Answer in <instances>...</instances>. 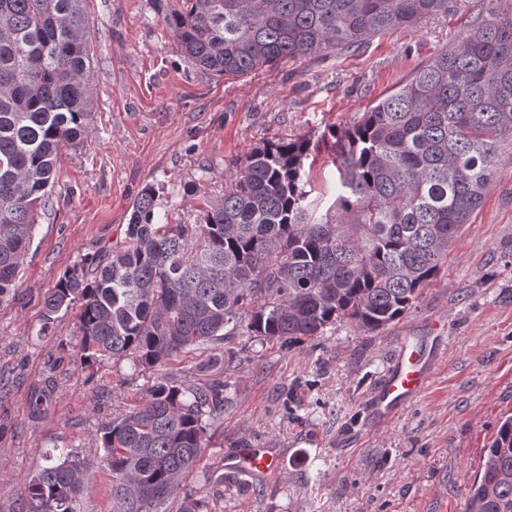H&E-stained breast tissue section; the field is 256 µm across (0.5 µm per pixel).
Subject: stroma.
<instances>
[{
	"mask_svg": "<svg viewBox=\"0 0 512 512\" xmlns=\"http://www.w3.org/2000/svg\"><path fill=\"white\" fill-rule=\"evenodd\" d=\"M492 10L512 14V0H452L447 14L370 37L353 52L211 78L175 51L155 0H89L91 135L61 150L21 279L0 305V512H13L23 479L61 448L86 462L77 512H112L96 430L164 377L221 381L226 397L168 512L186 492L207 512H465L482 450L512 414L511 137L501 140L483 204L447 263L381 332L339 321L285 344L243 334L135 374L82 367L75 312L48 326L42 314L66 268L124 241L143 186L158 190L159 223H194L264 140L309 141L305 189L325 213L338 186L329 130L357 122ZM195 179L199 192L184 195L183 183ZM435 332L442 358L428 390L389 423H368V400L398 342ZM47 382L51 408L33 416L30 390ZM247 445L277 449L276 468L259 477L227 472L225 458Z\"/></svg>",
	"mask_w": 512,
	"mask_h": 512,
	"instance_id": "1",
	"label": "stroma"
}]
</instances>
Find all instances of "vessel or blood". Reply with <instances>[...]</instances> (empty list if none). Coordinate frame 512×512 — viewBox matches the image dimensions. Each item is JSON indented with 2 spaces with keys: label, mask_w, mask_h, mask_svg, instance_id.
<instances>
[{
  "label": "vessel or blood",
  "mask_w": 512,
  "mask_h": 512,
  "mask_svg": "<svg viewBox=\"0 0 512 512\" xmlns=\"http://www.w3.org/2000/svg\"><path fill=\"white\" fill-rule=\"evenodd\" d=\"M436 349L401 341L394 363L370 398V410L379 423L393 420L401 410L419 398L429 387L438 365ZM276 456L269 448H241L226 459L231 473L256 476L269 472Z\"/></svg>",
  "instance_id": "b4317fda"
}]
</instances>
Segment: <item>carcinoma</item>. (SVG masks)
<instances>
[{
	"label": "carcinoma",
	"instance_id": "1",
	"mask_svg": "<svg viewBox=\"0 0 512 512\" xmlns=\"http://www.w3.org/2000/svg\"><path fill=\"white\" fill-rule=\"evenodd\" d=\"M175 49L213 77L351 51L449 0H157ZM88 0H0V303L17 287L61 149L91 134ZM512 136V16L490 13L360 120L332 134L341 191L311 220L305 139L253 148L194 224L156 222V188L133 205L110 259L85 257L43 301L44 324L78 310L81 364L132 372L241 332L311 339L351 321L401 319L447 262ZM224 413V386L166 378L101 425L112 512H162ZM84 461L60 451L23 480L15 512H75ZM465 512H512V416Z\"/></svg>",
	"mask_w": 512,
	"mask_h": 512
}]
</instances>
